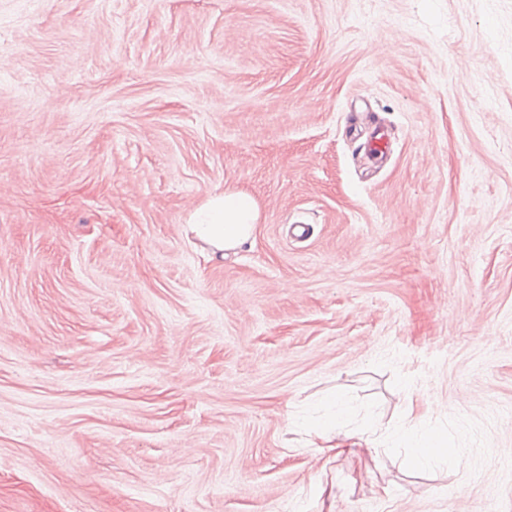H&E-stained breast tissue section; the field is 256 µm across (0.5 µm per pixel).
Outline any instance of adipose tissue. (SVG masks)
Instances as JSON below:
<instances>
[{
  "label": "adipose tissue",
  "instance_id": "adipose-tissue-1",
  "mask_svg": "<svg viewBox=\"0 0 512 512\" xmlns=\"http://www.w3.org/2000/svg\"><path fill=\"white\" fill-rule=\"evenodd\" d=\"M260 211L255 198L241 190L228 189L210 196L195 212L189 226L192 235L206 245L211 254L238 248L254 234ZM343 409L336 411L310 428L318 448L333 451L339 448L362 447L361 439L342 429Z\"/></svg>",
  "mask_w": 512,
  "mask_h": 512
}]
</instances>
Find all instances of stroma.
<instances>
[{"mask_svg":"<svg viewBox=\"0 0 512 512\" xmlns=\"http://www.w3.org/2000/svg\"><path fill=\"white\" fill-rule=\"evenodd\" d=\"M0 512H512V0H0ZM259 218V206L252 195L226 189L210 196L188 227L211 254L224 256V250L236 249L253 236ZM336 411L317 425L308 428L309 434L313 437L314 444L323 451H333L338 448H373L369 440L356 438L355 435L342 430V419L344 409L335 403ZM447 441L436 433H426L415 437L407 448H413L412 457L418 464H426L430 460L448 455Z\"/></svg>","mask_w":512,"mask_h":512,"instance_id":"stroma-1","label":"stroma"}]
</instances>
